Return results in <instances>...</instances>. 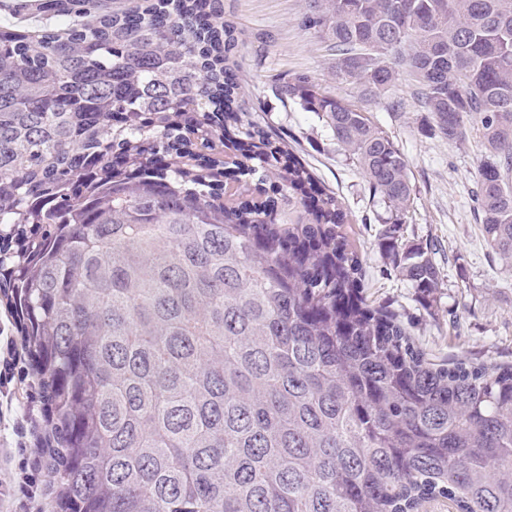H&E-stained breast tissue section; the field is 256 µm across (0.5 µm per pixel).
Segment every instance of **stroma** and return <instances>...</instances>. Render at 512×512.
<instances>
[{
	"label": "stroma",
	"instance_id": "35a3bbf8",
	"mask_svg": "<svg viewBox=\"0 0 512 512\" xmlns=\"http://www.w3.org/2000/svg\"><path fill=\"white\" fill-rule=\"evenodd\" d=\"M0 0V25L32 29L60 25L53 0ZM224 17L240 29L242 83L263 118L298 153L323 185L336 192L351 222L350 238L366 269L370 302L401 315L409 333L436 363L464 356L475 363H512V264L488 248L474 203L483 147L477 118L459 141L435 135L432 119L401 81L396 91L363 103L373 121L410 164L416 195L404 226L408 240L430 243L441 286L427 300L393 269L382 248L385 208L371 196L362 174L348 164L315 114L283 104L268 91L272 75L304 73L361 103L356 88L336 82L324 44L301 24L305 0H222ZM46 422L37 375L21 354L11 314L0 307V512H56L41 456Z\"/></svg>",
	"mask_w": 512,
	"mask_h": 512
}]
</instances>
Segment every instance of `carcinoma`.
I'll return each mask as SVG.
<instances>
[{
  "label": "carcinoma",
  "instance_id": "cac0c4a2",
  "mask_svg": "<svg viewBox=\"0 0 512 512\" xmlns=\"http://www.w3.org/2000/svg\"><path fill=\"white\" fill-rule=\"evenodd\" d=\"M57 6L58 30L0 26V298L57 512H512V364L432 363L367 303L347 211L241 95L215 0ZM302 25L362 97L404 67L434 133L478 116L481 230L512 260V0H306ZM268 89L331 131L432 294L398 146L305 74Z\"/></svg>",
  "mask_w": 512,
  "mask_h": 512
}]
</instances>
